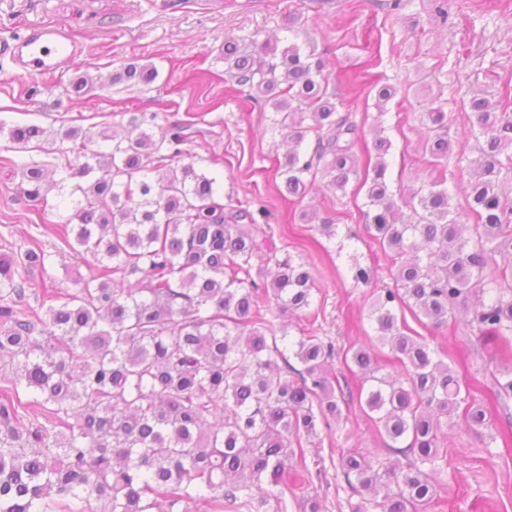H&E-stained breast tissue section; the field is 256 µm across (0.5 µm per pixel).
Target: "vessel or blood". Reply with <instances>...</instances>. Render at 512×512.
<instances>
[{
	"instance_id": "obj_1",
	"label": "vessel or blood",
	"mask_w": 512,
	"mask_h": 512,
	"mask_svg": "<svg viewBox=\"0 0 512 512\" xmlns=\"http://www.w3.org/2000/svg\"><path fill=\"white\" fill-rule=\"evenodd\" d=\"M83 52L70 32L58 24H39L0 41V57L8 58L19 75L40 77L72 64Z\"/></svg>"
}]
</instances>
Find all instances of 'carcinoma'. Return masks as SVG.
I'll list each match as a JSON object with an SVG mask.
<instances>
[{
    "mask_svg": "<svg viewBox=\"0 0 512 512\" xmlns=\"http://www.w3.org/2000/svg\"><path fill=\"white\" fill-rule=\"evenodd\" d=\"M225 72L263 98L288 145L278 174L303 198L317 176L343 193H365L366 221L395 265L396 286L371 305L376 339L396 355L393 371L352 347L370 381L360 388L387 451L408 459L389 466L367 452L341 455L351 512H428L438 498L440 434L466 405L468 427L491 429L486 408L462 395L455 371L412 329L402 312L441 328L461 313L491 336L505 361L497 397L512 398V207L498 179L512 161V117L488 99L469 108L485 138L463 186L474 236L465 238L448 189L422 187L395 198L386 181L392 148L381 122L392 90L377 92L374 159L360 165L361 128L338 110L320 80L323 62L296 43L260 49L253 39L224 42ZM152 66L130 64L107 79L148 86ZM435 160L452 153L442 105L424 113ZM132 117L117 139L77 127L62 146L37 125H14L25 151L57 153L23 167L27 196L46 182L68 195L73 239L51 251L36 237L0 259V512H281L292 486L312 480L305 438L342 417L352 394L333 383L335 346L315 331L289 344L276 334L273 308L310 312L316 291L309 265L287 255L265 263L273 229L247 208L224 210L204 159L180 148L174 132L156 140ZM83 158L77 167L69 156ZM95 174L89 183L81 179ZM96 261L46 299L23 273L56 258ZM492 273H487V270ZM291 352L300 367L290 363Z\"/></svg>",
    "mask_w": 512,
    "mask_h": 512,
    "instance_id": "1",
    "label": "carcinoma"
}]
</instances>
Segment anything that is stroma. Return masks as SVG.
<instances>
[{"mask_svg":"<svg viewBox=\"0 0 512 512\" xmlns=\"http://www.w3.org/2000/svg\"><path fill=\"white\" fill-rule=\"evenodd\" d=\"M393 11L382 0H0V40L33 24L69 27L84 52L55 74L27 78L0 58V121L6 126L38 124L48 133L79 119L82 129L123 131L131 116H154L161 136L178 126L185 148L206 158V171L224 184V207H244L271 225L277 257L307 261L317 284L312 307L317 327L336 346L369 343L375 335L371 303L394 287L392 262L372 241L361 214L362 199L332 192L318 179L304 199L289 197L277 173L284 153L272 134V109L225 72L222 50L228 38L254 35L280 41L296 36L304 51L324 63L322 80L357 119H374L375 95L393 88L384 117L393 146L388 158L391 190L421 185L447 187L464 210L462 185L484 144L468 108L473 95L512 113V0H403ZM298 17L287 32L289 17ZM135 62L154 65L149 86L121 84L95 88L75 98L71 82L81 75L108 78ZM442 104L454 149L448 159L431 158L422 114ZM42 152L16 149L0 136V258L19 251L32 225L43 224L46 247L64 234L60 219L70 201L51 190L41 204L24 193L23 162L44 160ZM318 220L304 223L302 210ZM337 224L335 237L318 223ZM371 267L368 282L355 281L354 264ZM447 350V362L495 419L494 438L469 431L462 412L448 419L441 442L444 489L433 512H512V418H505L493 386L492 346L461 319L429 335ZM308 464L318 477L300 484L285 512H350V492L340 474L343 453L358 450L390 460L385 439L359 401L344 406L340 421L317 425L307 440Z\"/></svg>","mask_w":512,"mask_h":512,"instance_id":"1","label":"stroma"}]
</instances>
